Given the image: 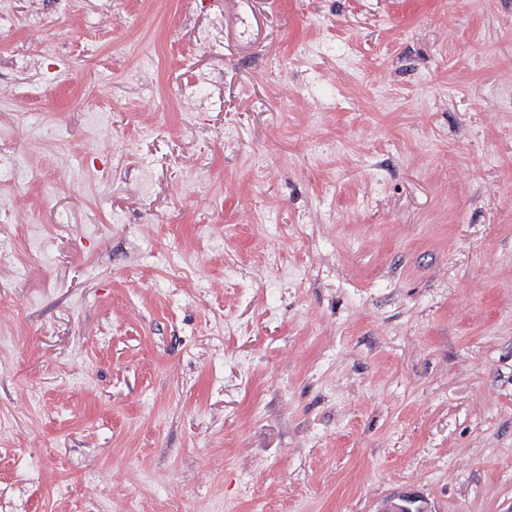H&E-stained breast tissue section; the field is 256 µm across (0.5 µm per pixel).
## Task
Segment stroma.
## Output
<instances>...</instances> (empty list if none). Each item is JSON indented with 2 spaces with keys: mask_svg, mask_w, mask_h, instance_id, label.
Segmentation results:
<instances>
[{
  "mask_svg": "<svg viewBox=\"0 0 512 512\" xmlns=\"http://www.w3.org/2000/svg\"><path fill=\"white\" fill-rule=\"evenodd\" d=\"M3 125L0 512H512V0H0Z\"/></svg>",
  "mask_w": 512,
  "mask_h": 512,
  "instance_id": "35a3bbf8",
  "label": "stroma"
}]
</instances>
